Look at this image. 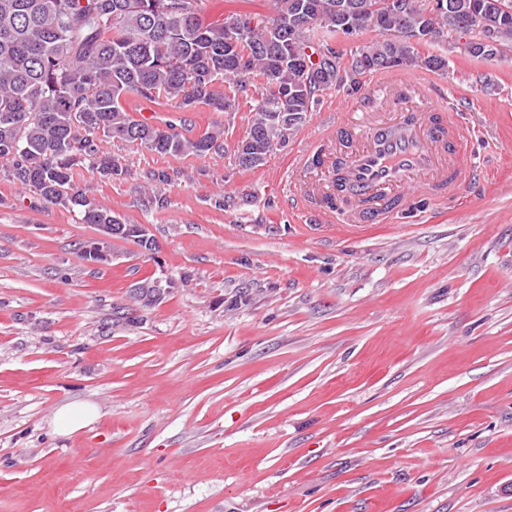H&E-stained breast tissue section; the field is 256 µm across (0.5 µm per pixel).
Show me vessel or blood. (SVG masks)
<instances>
[{
  "instance_id": "1",
  "label": "vessel or blood",
  "mask_w": 512,
  "mask_h": 512,
  "mask_svg": "<svg viewBox=\"0 0 512 512\" xmlns=\"http://www.w3.org/2000/svg\"><path fill=\"white\" fill-rule=\"evenodd\" d=\"M372 90L371 107L328 113L336 160L327 179L292 190L297 208L321 202L324 219L377 224L405 206L407 184L435 201L477 175L464 150L475 129L452 117L430 80L382 76Z\"/></svg>"
}]
</instances>
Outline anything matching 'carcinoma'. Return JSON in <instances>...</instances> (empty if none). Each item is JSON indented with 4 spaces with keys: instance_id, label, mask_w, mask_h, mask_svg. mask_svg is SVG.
I'll return each instance as SVG.
<instances>
[{
    "instance_id": "obj_1",
    "label": "carcinoma",
    "mask_w": 512,
    "mask_h": 512,
    "mask_svg": "<svg viewBox=\"0 0 512 512\" xmlns=\"http://www.w3.org/2000/svg\"><path fill=\"white\" fill-rule=\"evenodd\" d=\"M200 0H0V174L45 202L78 211L84 224L125 220L73 182L78 169L100 176L123 172L105 141L131 143L161 156H203L224 149L215 126L197 137L134 119L123 99L174 101L183 110L205 104L228 112L226 86L261 77L265 93L235 160L249 163L243 146L261 142L262 156L286 142L314 110L317 93L349 84L358 92L366 74L400 69L441 72L445 54L420 53L448 41V30L481 35L474 5L497 9L500 0H274L273 15L254 23H207ZM381 39L344 53L328 44L341 21ZM323 34L318 61L294 62ZM495 39L512 46V13Z\"/></svg>"
}]
</instances>
